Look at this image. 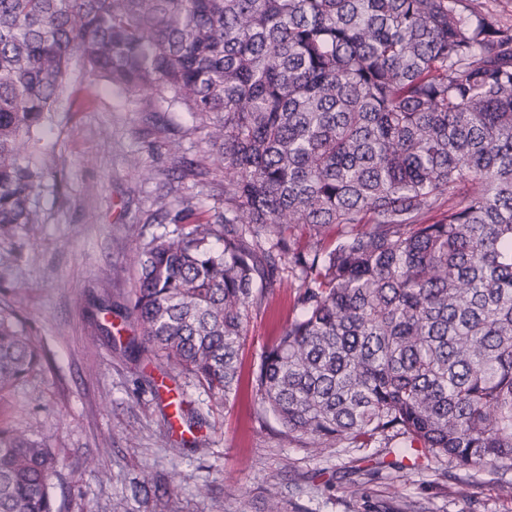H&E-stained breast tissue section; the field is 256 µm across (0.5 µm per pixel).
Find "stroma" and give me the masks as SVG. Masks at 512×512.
I'll use <instances>...</instances> for the list:
<instances>
[{
    "label": "stroma",
    "mask_w": 512,
    "mask_h": 512,
    "mask_svg": "<svg viewBox=\"0 0 512 512\" xmlns=\"http://www.w3.org/2000/svg\"><path fill=\"white\" fill-rule=\"evenodd\" d=\"M85 105L63 99L36 158L46 177L35 234L0 235V313L18 318L40 364L0 390V426L39 429L58 449L57 512H512V470L421 460L395 477L397 448L289 440L255 396L262 357L287 320L297 281L259 284L226 403L177 369L131 351L136 256L181 224L164 210L224 208V169L202 120L91 77ZM180 152L171 155L169 142ZM190 401L193 431L168 424L170 393Z\"/></svg>",
    "instance_id": "obj_1"
}]
</instances>
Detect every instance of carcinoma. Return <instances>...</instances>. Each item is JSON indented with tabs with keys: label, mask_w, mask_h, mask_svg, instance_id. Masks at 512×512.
<instances>
[{
	"label": "carcinoma",
	"mask_w": 512,
	"mask_h": 512,
	"mask_svg": "<svg viewBox=\"0 0 512 512\" xmlns=\"http://www.w3.org/2000/svg\"><path fill=\"white\" fill-rule=\"evenodd\" d=\"M77 60L174 90L224 166V211L137 255L141 352L227 398L255 282L286 269L256 396L289 439L512 470V28L473 0H0L3 233L39 223L30 157ZM39 360L1 314L0 390ZM59 465L0 429V512H56Z\"/></svg>",
	"instance_id": "cac0c4a2"
}]
</instances>
